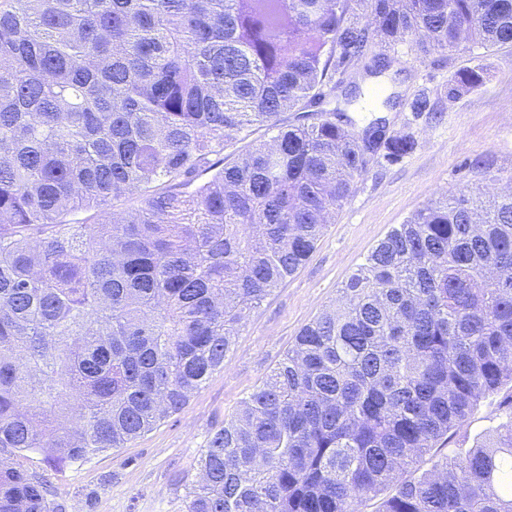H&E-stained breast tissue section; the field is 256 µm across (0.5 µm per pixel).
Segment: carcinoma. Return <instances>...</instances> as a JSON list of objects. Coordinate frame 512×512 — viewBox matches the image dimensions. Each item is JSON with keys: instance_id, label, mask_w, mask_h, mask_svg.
<instances>
[{"instance_id": "cac0c4a2", "label": "carcinoma", "mask_w": 512, "mask_h": 512, "mask_svg": "<svg viewBox=\"0 0 512 512\" xmlns=\"http://www.w3.org/2000/svg\"><path fill=\"white\" fill-rule=\"evenodd\" d=\"M409 39L512 44V0H0V512H55L11 455L84 459L180 411L367 153L416 150L321 108L336 74L376 76L370 52ZM484 80L462 68L444 94ZM510 383L512 193L441 194L214 432L186 512H360L386 490L378 512H512ZM496 396L505 422L432 454Z\"/></svg>"}]
</instances>
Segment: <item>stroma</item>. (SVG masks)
I'll list each match as a JSON object with an SVG mask.
<instances>
[{
  "label": "stroma",
  "mask_w": 512,
  "mask_h": 512,
  "mask_svg": "<svg viewBox=\"0 0 512 512\" xmlns=\"http://www.w3.org/2000/svg\"><path fill=\"white\" fill-rule=\"evenodd\" d=\"M390 67L366 79L365 92L383 87L396 104L373 100L369 111L337 99L362 130L378 118L391 133L413 132L416 151L396 164L371 157L354 182L306 263L254 309L215 371L184 408L127 447L64 465L27 451L18 461L48 484L57 512H185L188 483L213 433L240 402L262 384L300 329L332 306L342 284L388 231L403 223L437 193L512 180V45L453 55L421 54L411 43L386 53ZM482 63L483 86L451 101L443 89L461 67ZM426 92L431 111L414 114L409 103ZM498 424L496 407L482 401L468 424L447 441L446 450L472 447Z\"/></svg>",
  "instance_id": "1"
}]
</instances>
